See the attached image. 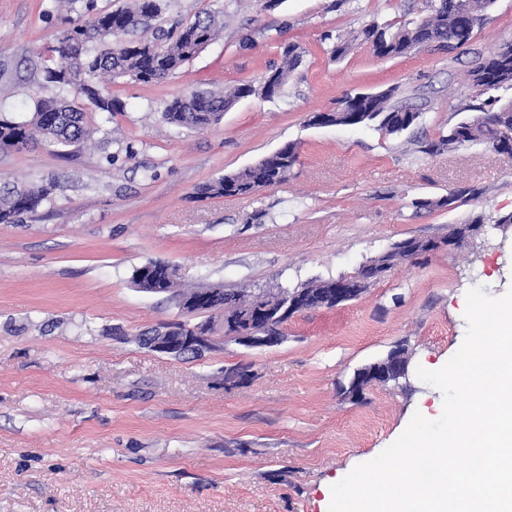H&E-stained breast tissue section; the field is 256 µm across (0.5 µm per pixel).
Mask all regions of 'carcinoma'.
I'll list each match as a JSON object with an SVG mask.
<instances>
[{
    "label": "carcinoma",
    "mask_w": 512,
    "mask_h": 512,
    "mask_svg": "<svg viewBox=\"0 0 512 512\" xmlns=\"http://www.w3.org/2000/svg\"><path fill=\"white\" fill-rule=\"evenodd\" d=\"M496 0H430L428 13L417 22L400 26L372 23L364 26L349 41H339L331 55L339 58L353 45L368 46L375 56L388 59L408 54L413 49L439 43L452 51L467 44L486 19V12ZM161 12L160 0H132L130 6L97 13V21L80 22L69 16L62 23L75 25L83 36L79 57L69 55V46L57 41L54 66L45 70V79L60 91L71 89L83 95L96 109L112 118L119 111L116 100L103 94L96 84L102 73L114 77L129 76L139 81L162 80L185 62L192 59L201 47L215 37L220 27L214 13L198 15L173 36L162 28L151 29V21ZM138 30L150 31L145 39L156 44L149 52L134 49L135 41L124 42L121 37ZM276 90L261 95L273 100L281 97L290 74L301 63L296 45L285 47ZM512 41L504 42L484 58L471 73L469 103L459 111L476 113L448 128L447 134L425 146L424 152L440 148L453 149L463 145L487 144L495 149L504 138L512 135ZM256 89L250 84L235 86L229 92L192 93L167 104L162 112L168 123L178 127H205L222 117L224 102L250 96ZM392 92L368 96L352 102V94L336 103V124L348 122L349 113L366 112L370 123L389 136L408 130L413 108L390 103ZM94 132L85 110L64 97L38 99L29 118L17 120L0 114V152L19 150L32 144H79ZM297 160L296 147L286 145L259 165L221 178L206 185L203 193L209 197L234 198L259 192L284 183ZM52 187L31 184L28 187L0 189V224H13L24 213H32L51 198Z\"/></svg>",
    "instance_id": "1"
}]
</instances>
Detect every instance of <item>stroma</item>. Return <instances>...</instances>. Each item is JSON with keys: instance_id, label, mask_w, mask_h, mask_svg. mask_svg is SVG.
Wrapping results in <instances>:
<instances>
[{"instance_id": "stroma-1", "label": "stroma", "mask_w": 512, "mask_h": 512, "mask_svg": "<svg viewBox=\"0 0 512 512\" xmlns=\"http://www.w3.org/2000/svg\"><path fill=\"white\" fill-rule=\"evenodd\" d=\"M203 11L223 15L216 40L164 81H107L121 109L91 141L0 152V186H53L37 213L0 224V512H328L333 484L414 413L443 408L414 374L357 402L348 378L399 344L411 366L440 369L464 341L467 291L512 286V227L491 228L396 265L354 300L296 313L276 346L227 341L178 359L141 345L181 317L169 295L133 286L148 261L185 287L292 288L351 275L402 239L512 214V160L482 144L419 150L459 121L470 72L512 40V0L454 51L393 59L329 51L370 23L425 16V0H162L155 23ZM60 27L42 0H0V111L22 118L57 95L44 70ZM292 43L302 62L282 97L239 99L205 129L161 119L178 96L258 88ZM388 89L420 113L402 135L308 123L346 94ZM286 143L297 161L285 184L199 196ZM463 186L480 198L414 205Z\"/></svg>"}]
</instances>
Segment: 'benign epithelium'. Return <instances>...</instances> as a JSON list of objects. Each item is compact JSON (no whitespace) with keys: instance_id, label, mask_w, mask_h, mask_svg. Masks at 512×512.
Here are the masks:
<instances>
[{"instance_id":"benign-epithelium-1","label":"benign epithelium","mask_w":512,"mask_h":512,"mask_svg":"<svg viewBox=\"0 0 512 512\" xmlns=\"http://www.w3.org/2000/svg\"><path fill=\"white\" fill-rule=\"evenodd\" d=\"M485 232L483 224H468L464 233L447 241L446 246H457ZM416 259L414 245L406 240L397 243L390 251L382 254L375 263L379 277L383 278L395 265ZM164 273L155 275L145 269L136 274L139 282L145 285L148 293H166L177 301L180 311L188 317H198L203 310L212 314L209 323L188 325L185 329H160L158 327L140 337L147 348L175 358L188 355L200 356L231 340L248 348H266L279 344L283 336L280 326L272 322L293 316L304 304L316 300L320 304L336 306L353 299L352 293L345 288L347 278L336 280L326 288H260L253 303L242 309L234 318L224 317L217 304V294L209 288H203L193 295L185 296L174 288L167 287L173 280V274L167 264H162ZM408 375V360L403 354L391 351L386 357L354 371L344 394L350 400H357L364 390L374 384L389 381L399 382Z\"/></svg>"}]
</instances>
